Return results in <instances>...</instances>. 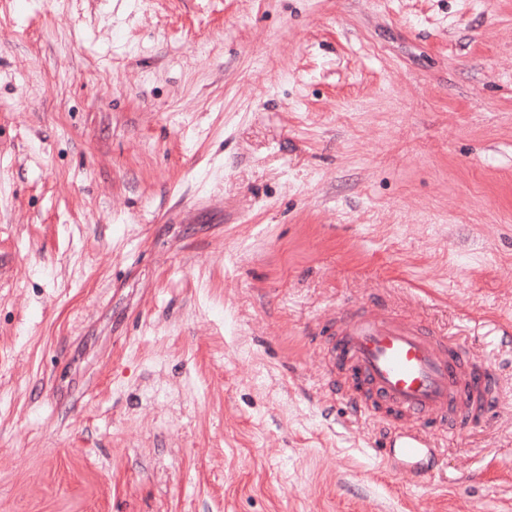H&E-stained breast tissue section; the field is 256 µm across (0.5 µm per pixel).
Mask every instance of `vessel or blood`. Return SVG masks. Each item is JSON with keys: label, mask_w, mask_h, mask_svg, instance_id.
Returning a JSON list of instances; mask_svg holds the SVG:
<instances>
[{"label": "vessel or blood", "mask_w": 512, "mask_h": 512, "mask_svg": "<svg viewBox=\"0 0 512 512\" xmlns=\"http://www.w3.org/2000/svg\"><path fill=\"white\" fill-rule=\"evenodd\" d=\"M323 357L357 411L393 418L382 457L421 482L441 436L475 422L499 399L487 367L464 359L421 320L385 304L337 315Z\"/></svg>", "instance_id": "1"}]
</instances>
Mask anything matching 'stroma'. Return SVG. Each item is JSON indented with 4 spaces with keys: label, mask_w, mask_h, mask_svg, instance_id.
<instances>
[{
    "label": "stroma",
    "mask_w": 512,
    "mask_h": 512,
    "mask_svg": "<svg viewBox=\"0 0 512 512\" xmlns=\"http://www.w3.org/2000/svg\"><path fill=\"white\" fill-rule=\"evenodd\" d=\"M380 299L501 380L419 485ZM0 512H512V0H0Z\"/></svg>",
    "instance_id": "obj_1"
}]
</instances>
